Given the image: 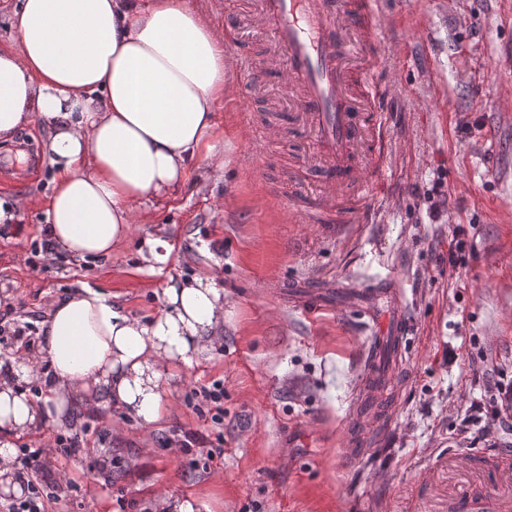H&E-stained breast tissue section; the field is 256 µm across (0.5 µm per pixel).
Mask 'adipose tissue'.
<instances>
[{"instance_id": "obj_1", "label": "adipose tissue", "mask_w": 512, "mask_h": 512, "mask_svg": "<svg viewBox=\"0 0 512 512\" xmlns=\"http://www.w3.org/2000/svg\"><path fill=\"white\" fill-rule=\"evenodd\" d=\"M15 44L0 48V142L38 119L52 131L45 203L56 250L110 255L145 223L140 206L169 196L198 163L224 164L218 101L231 97L224 31L188 0H17ZM219 270L170 281L148 321L95 289L51 302L42 323L44 396L19 384L32 366L0 364V494H20L15 442L59 422L68 402L120 408L136 424L162 417L161 362L191 364L223 342Z\"/></svg>"}]
</instances>
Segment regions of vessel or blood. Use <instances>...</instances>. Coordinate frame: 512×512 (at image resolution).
<instances>
[{
    "label": "vessel or blood",
    "instance_id": "vessel-or-blood-1",
    "mask_svg": "<svg viewBox=\"0 0 512 512\" xmlns=\"http://www.w3.org/2000/svg\"><path fill=\"white\" fill-rule=\"evenodd\" d=\"M252 14L226 17L224 30L256 24L273 33V66L284 69L285 87L309 135L310 155L326 193L304 209L311 224H353L365 217L372 185L370 154L388 151L389 132L380 108L387 93L359 59L379 57L381 45L355 12L352 0H257ZM351 210L338 211L347 189ZM450 512H512V495L494 499L485 479L473 478L449 498Z\"/></svg>",
    "mask_w": 512,
    "mask_h": 512
}]
</instances>
